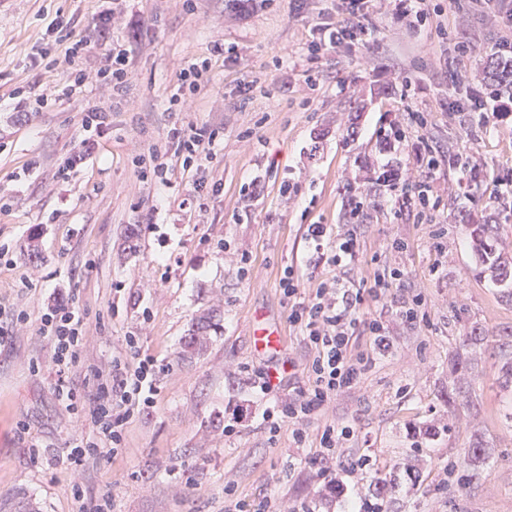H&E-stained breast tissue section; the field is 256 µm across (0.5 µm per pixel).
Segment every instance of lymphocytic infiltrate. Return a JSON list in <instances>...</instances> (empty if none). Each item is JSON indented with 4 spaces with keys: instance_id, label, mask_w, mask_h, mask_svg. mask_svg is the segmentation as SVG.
Returning a JSON list of instances; mask_svg holds the SVG:
<instances>
[{
    "instance_id": "lymphocytic-infiltrate-1",
    "label": "lymphocytic infiltrate",
    "mask_w": 512,
    "mask_h": 512,
    "mask_svg": "<svg viewBox=\"0 0 512 512\" xmlns=\"http://www.w3.org/2000/svg\"><path fill=\"white\" fill-rule=\"evenodd\" d=\"M363 6V0H348L347 19L323 17L314 27L317 38L311 43L313 52L358 44L367 31ZM91 51L90 41H74L65 51V79L55 80L50 90L35 96V103L42 108L52 107L93 83L122 90L133 62L131 50L116 45L96 69L87 70L79 62ZM209 73V58L185 62L169 97L170 107L189 109ZM167 139L181 156L184 169L190 170L197 167L208 145L214 144L216 134L204 127L180 126L170 129ZM438 167V159L431 154L421 158L420 171L415 175L381 161L377 164L378 180L390 199L421 214L433 199L431 180ZM306 237L313 261L337 270L329 284L308 292L302 291L295 270H287L280 282L288 302V321L311 352L303 369L306 382L282 401L273 398L270 373L263 369L256 374L254 389L267 400L260 426L269 442H277L284 435L295 448L305 449L306 464L326 487L332 488L337 472L366 474L372 459L362 455L345 460V450L356 436L351 422L325 425L315 442L310 439L308 426L325 415L337 397L360 390L368 371L395 350L394 338L382 315L362 311L364 298L369 295L394 304L398 319L410 326L419 319L423 299L411 291L393 298L391 290L402 278L399 269L387 267L375 272L370 282L362 277L361 243L356 230L335 235L327 225L312 224ZM40 333L49 347L48 364L57 375L55 392L62 408L71 414L89 416L95 428L94 439H74L65 452L54 455L55 466L76 471L89 458L122 455L128 424L137 413L154 404L157 388L152 360L143 356L136 337H127L124 355L113 358L104 383L89 401L72 386L70 378L88 342L82 317L69 305L51 307L41 317Z\"/></svg>"
}]
</instances>
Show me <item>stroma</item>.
<instances>
[{
  "label": "stroma",
  "mask_w": 512,
  "mask_h": 512,
  "mask_svg": "<svg viewBox=\"0 0 512 512\" xmlns=\"http://www.w3.org/2000/svg\"><path fill=\"white\" fill-rule=\"evenodd\" d=\"M225 0H0V309L24 313L11 344L0 346V512H80L69 471L50 457L31 458L17 432L64 450L89 437L91 425L68 415L55 393L48 346L39 333L48 307L75 304L89 342L72 376L76 387L123 354L139 337L160 364L154 407L132 419L125 450L82 467L88 496L112 495L116 512H224V487L242 512L270 495L282 500L318 490L314 473L287 437L269 443L255 415L252 383L266 363L247 331L251 313L284 327L278 358L305 364L307 349L288 325L280 290L286 268L307 287L330 279L309 263V224H356L365 257L402 270V289L424 298V319L408 327L390 320L395 353L377 362L361 390L337 398L324 421H351L349 454H369V478L347 479L367 492L392 478L410 455L425 467L401 482L389 512H512V386L498 369L512 356V297L491 280L472 249L466 223L496 221L512 242V114L479 124L448 104L485 83L505 32L493 7L474 0H432L437 27L409 34L390 0H370L372 31L363 44L323 54L309 51L324 15L344 18V0H257L244 20H227ZM120 12L125 22L100 37L96 17ZM72 22L68 36L47 34L56 17ZM95 45L85 65H98L112 45L133 52L120 93L90 85L72 100L33 112L15 97L38 81L28 52L63 59L72 41ZM470 49L454 56L457 43ZM231 43L237 57L214 55ZM208 55L210 80L192 112H172L168 97L184 62ZM108 124L85 130L88 109ZM423 113L419 126L413 113ZM402 133L393 163L416 174L419 140L457 164L441 166L435 211L419 217L389 201L374 182L381 127ZM208 127L216 159L199 173L183 171L165 153L166 181L144 176L143 162L163 148L173 125ZM70 166L68 179L57 170ZM220 184L197 198L195 178ZM297 199L286 201L284 185ZM136 226V253L125 232ZM402 248H393L394 240ZM39 244L30 258V241ZM441 250H434V242ZM250 259L248 276L233 260ZM149 278H141L140 270ZM219 324L200 356L178 353L191 322L210 306ZM469 354L467 363L457 352ZM239 416L241 437H225ZM433 434H425V427ZM487 454L466 489H440L445 467H458L473 442Z\"/></svg>",
  "instance_id": "1"
}]
</instances>
